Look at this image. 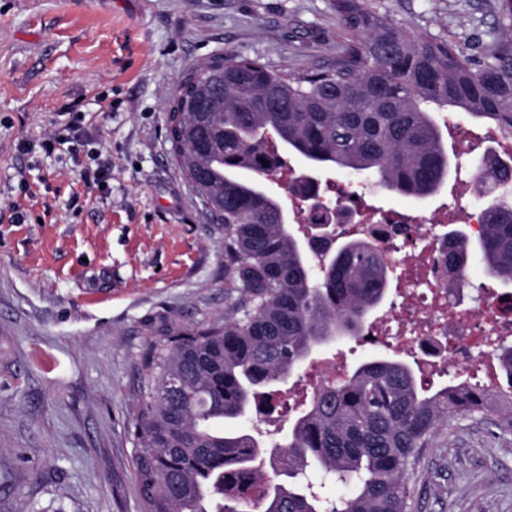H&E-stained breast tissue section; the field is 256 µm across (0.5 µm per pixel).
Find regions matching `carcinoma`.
Wrapping results in <instances>:
<instances>
[{
	"instance_id": "cac0c4a2",
	"label": "carcinoma",
	"mask_w": 512,
	"mask_h": 512,
	"mask_svg": "<svg viewBox=\"0 0 512 512\" xmlns=\"http://www.w3.org/2000/svg\"><path fill=\"white\" fill-rule=\"evenodd\" d=\"M499 11L510 34L477 63L444 39L409 35L365 0H336L349 32L336 66L279 71L227 54L179 84L166 128L171 153L209 214L224 218L237 297L224 324L182 328L142 358L147 381L133 431L142 512H411L406 475L448 417L492 412L512 430L511 401L490 404L476 383L430 392L418 367L381 355L312 395L279 444L288 464L267 458L263 428L249 424L317 347L359 335L389 289L367 241L350 237L336 250L319 239L332 250L320 266V251L281 223L269 175L286 161L268 156L264 134L276 133L316 181L350 172L397 194H436L452 160L432 107L512 133V0H499ZM498 185L477 250L488 274L512 283V161L500 163ZM448 237L452 267L467 272V234ZM498 360L512 390V347ZM309 465L346 494L323 497L304 475ZM272 473L288 481L274 483Z\"/></svg>"
}]
</instances>
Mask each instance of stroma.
Returning <instances> with one entry per match:
<instances>
[{"mask_svg": "<svg viewBox=\"0 0 512 512\" xmlns=\"http://www.w3.org/2000/svg\"><path fill=\"white\" fill-rule=\"evenodd\" d=\"M413 35L484 60L506 36L499 0H369ZM335 0H0V512H141L132 430L141 359L172 330L223 322L234 295L224 229L176 168L166 101L196 67L232 52L274 69L335 64ZM426 200L360 189L369 212L442 211L464 198L486 129ZM67 146L20 151L65 125ZM108 165L105 178L84 169ZM384 337L322 356L356 366ZM414 512H512V431L449 418L408 476ZM67 134H55L52 138L45 139L40 143V147L46 151L51 152L55 150L56 145L69 144L71 151H77L78 146L82 143V136L79 133V129L76 127H68L64 129Z\"/></svg>", "mask_w": 512, "mask_h": 512, "instance_id": "1", "label": "stroma"}]
</instances>
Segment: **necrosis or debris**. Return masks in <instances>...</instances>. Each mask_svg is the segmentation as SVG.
<instances>
[{"label": "necrosis or debris", "instance_id": "1", "mask_svg": "<svg viewBox=\"0 0 512 512\" xmlns=\"http://www.w3.org/2000/svg\"><path fill=\"white\" fill-rule=\"evenodd\" d=\"M497 168L486 164L471 181L473 204H448L439 214H418L401 220L374 214L345 224L349 234L368 240L390 277L402 290L398 313L402 326L387 329L394 346L414 351L426 369H472L483 389L499 396L502 384L498 359L490 343L496 336L512 337V291L507 296L479 291L468 277L449 267L453 243L436 227L464 213L471 237L486 231L485 192L495 182Z\"/></svg>", "mask_w": 512, "mask_h": 512}]
</instances>
